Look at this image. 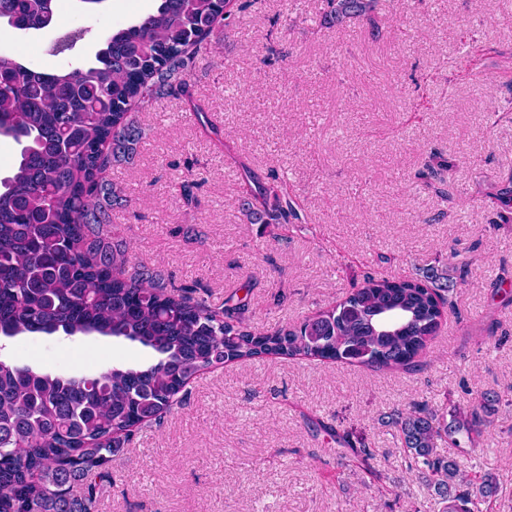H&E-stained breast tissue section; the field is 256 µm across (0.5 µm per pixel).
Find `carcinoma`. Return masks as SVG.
I'll return each mask as SVG.
<instances>
[{
	"label": "carcinoma",
	"instance_id": "1",
	"mask_svg": "<svg viewBox=\"0 0 512 512\" xmlns=\"http://www.w3.org/2000/svg\"><path fill=\"white\" fill-rule=\"evenodd\" d=\"M378 0H327V24L371 16ZM239 0H160L156 11L117 30L95 63L49 72L0 54V136L22 145L0 179V339L98 334L149 347L146 369L66 377L0 360V512H95L96 493L126 438L182 403L199 373L263 358L356 362L384 372L416 367L452 306L437 275L367 276L334 306L294 329L257 332L245 305L212 308L168 287L162 271L126 269V247L107 238L121 200L110 179L131 165L143 131L139 109L164 94L193 101L186 68L207 52ZM55 0H0V19L41 30ZM242 210L252 223L298 218L284 180L244 173ZM501 402L484 392L453 415L417 403L391 414L408 468L432 477L443 512H483L496 486L437 441L479 443Z\"/></svg>",
	"mask_w": 512,
	"mask_h": 512
}]
</instances>
